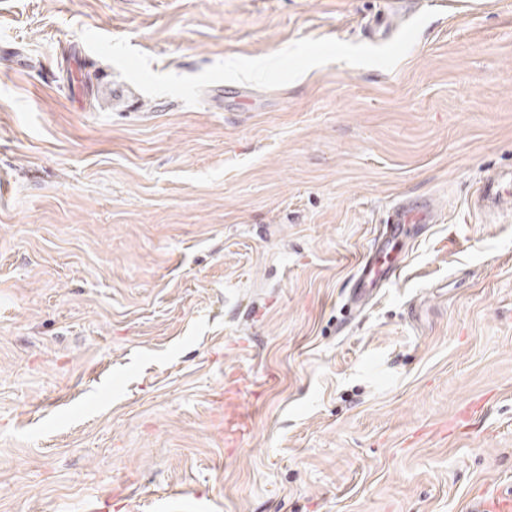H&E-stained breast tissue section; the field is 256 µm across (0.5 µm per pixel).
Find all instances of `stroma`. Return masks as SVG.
I'll return each instance as SVG.
<instances>
[{"label":"stroma","instance_id":"1","mask_svg":"<svg viewBox=\"0 0 512 512\" xmlns=\"http://www.w3.org/2000/svg\"><path fill=\"white\" fill-rule=\"evenodd\" d=\"M509 170L512 0H0V512L512 494ZM478 200L489 209L505 206L509 211L512 207V175H487L477 191ZM433 204L429 199L402 198L392 207V213L381 231L374 237L373 246L360 264L353 281L349 300L354 307L368 301L377 290L390 284L399 271L398 258L381 262L394 249L408 224H432Z\"/></svg>","mask_w":512,"mask_h":512}]
</instances>
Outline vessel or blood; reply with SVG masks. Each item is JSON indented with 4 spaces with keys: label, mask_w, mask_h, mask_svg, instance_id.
Here are the masks:
<instances>
[{
    "label": "vessel or blood",
    "mask_w": 512,
    "mask_h": 512,
    "mask_svg": "<svg viewBox=\"0 0 512 512\" xmlns=\"http://www.w3.org/2000/svg\"><path fill=\"white\" fill-rule=\"evenodd\" d=\"M478 199L485 207L497 209L512 207V175H487L478 191ZM433 204L428 199L402 198L392 207V213L381 231L374 237L373 245L360 264L353 281L349 300L353 306H361L374 292L390 284L399 271L397 260L390 253L403 231L410 224H429L433 221Z\"/></svg>",
    "instance_id": "b4317fda"
}]
</instances>
